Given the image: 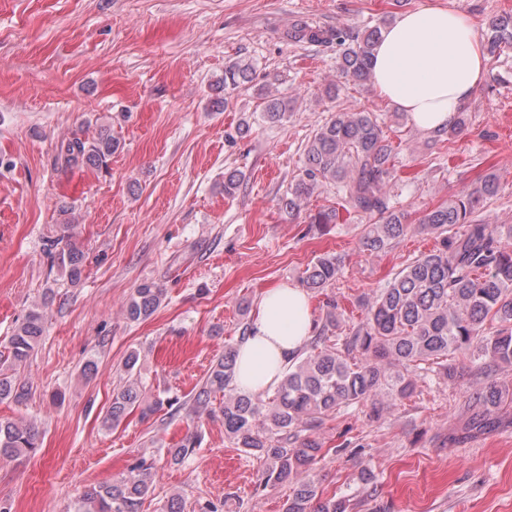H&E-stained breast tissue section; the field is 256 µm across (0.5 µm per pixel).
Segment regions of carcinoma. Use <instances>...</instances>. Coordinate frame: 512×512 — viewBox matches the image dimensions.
Masks as SVG:
<instances>
[{"mask_svg":"<svg viewBox=\"0 0 512 512\" xmlns=\"http://www.w3.org/2000/svg\"><path fill=\"white\" fill-rule=\"evenodd\" d=\"M387 21L363 32L314 27L297 23L288 31L296 43L336 45L338 73L361 85L373 82V50ZM512 48V14L488 24L487 51ZM255 66L238 59L224 68V95L253 82ZM263 117L284 124L291 116L288 99L272 92L261 94ZM120 142L103 129L93 139L73 137L57 145L56 161L67 169L99 168L118 150ZM394 177L393 148L378 119L364 110L338 112L320 124L304 149L301 174L281 208L293 213L316 190L329 184L352 212L369 220L358 225L359 242L370 253L391 249L411 232L434 237L438 246L408 261L372 296L357 303L364 318L343 332V314L336 301H326L321 322L281 381L259 395L234 387L237 347L224 345L194 394L195 412L209 415L212 396L221 393L224 435L261 463L254 493L269 486L291 483L282 512H353L344 497H325L311 478L322 457L330 453L318 431L344 407L370 404L374 415L384 407L410 397L417 377L436 373L452 378L448 357L461 355L482 361L483 369L512 365V225L490 224L477 212L497 196L499 176L487 174L453 200L427 211L416 224L391 208L387 187ZM244 181L239 170L224 172V194L232 196ZM44 251L58 263L72 285L82 281L84 253L63 235L46 240ZM339 260L328 253L318 256L303 272L302 285L311 293L335 286ZM164 291L152 282L138 285L126 304L132 321L151 316L162 304ZM44 334L43 314L30 310L10 338L11 362L0 365V401L24 402L29 387L17 368L30 358ZM139 356L131 351L123 362L128 384L112 396L105 424L118 426L134 409L153 412L162 405L145 402L134 379ZM506 394L489 385L472 402L468 429L491 430L509 417L501 411ZM38 432L31 425L0 420V458L32 452ZM196 434L168 449V462L180 466L199 447ZM154 493L152 467L143 460L105 486L90 487L80 496L75 512H140Z\"/></svg>","mask_w":512,"mask_h":512,"instance_id":"1","label":"carcinoma"}]
</instances>
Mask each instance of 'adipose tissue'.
<instances>
[{
  "label": "adipose tissue",
  "instance_id": "obj_1",
  "mask_svg": "<svg viewBox=\"0 0 512 512\" xmlns=\"http://www.w3.org/2000/svg\"><path fill=\"white\" fill-rule=\"evenodd\" d=\"M486 69L474 23L458 9L425 6L402 14L373 52L379 93L428 133L453 123ZM312 333V304L304 289L291 283L265 289L238 348L236 388L249 394L272 388Z\"/></svg>",
  "mask_w": 512,
  "mask_h": 512
}]
</instances>
